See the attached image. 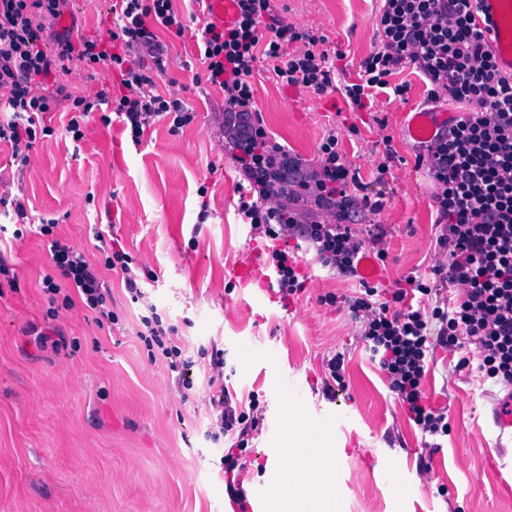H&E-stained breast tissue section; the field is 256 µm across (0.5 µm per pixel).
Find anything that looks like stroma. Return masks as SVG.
Here are the masks:
<instances>
[{
	"mask_svg": "<svg viewBox=\"0 0 512 512\" xmlns=\"http://www.w3.org/2000/svg\"><path fill=\"white\" fill-rule=\"evenodd\" d=\"M112 0H68L65 11L83 34L106 35ZM277 13L339 54L337 82L358 79L376 43L378 0H274ZM168 72L161 91L180 97L197 117L171 131L156 125L132 145L121 122H90L81 143L60 133L37 139L28 164L0 145V186L28 202V220L54 219L61 241L98 258L95 233L110 231L155 277L132 302L119 273L105 279L119 322L98 327L82 308L48 320L43 278L50 254L34 233L14 238L13 214L0 210V252L13 282L0 279V512H239L224 485V443L210 432L216 415L205 380L212 348L224 351L223 382L258 395L262 421L241 457L248 500L268 480L269 448H305V463L323 451L340 454L338 512H512V437L499 435L491 411L505 394L480 372L478 353L457 358L436 350L424 381L428 403L448 415V433L424 435L388 387L359 339L360 323L343 299L356 278L325 268L301 252L306 289L258 307L228 277L258 240L237 211L239 169L224 151L216 116L221 92L201 82L199 66L183 67L190 34L162 33ZM259 117L277 142L316 163L322 139L335 133L352 171L384 195L380 214L356 224L365 244L387 253L391 280L427 272L435 261L432 183L418 168L414 142L404 140L408 113L426 108L427 87L413 69L372 89L355 111L340 91L317 94L282 85L266 63L251 78ZM406 85L398 96L395 85ZM387 173L378 174L381 162ZM212 212L199 223L201 203ZM335 293L336 305L320 297ZM155 305L194 363V385L179 387L164 360H150L137 336L141 315ZM61 333L62 345L40 334ZM344 357L343 387L325 394L326 363ZM298 410L288 418L287 397ZM340 426L312 427L315 410ZM412 486L399 506L394 481Z\"/></svg>",
	"mask_w": 512,
	"mask_h": 512,
	"instance_id": "stroma-1",
	"label": "stroma"
}]
</instances>
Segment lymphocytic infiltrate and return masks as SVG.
<instances>
[{
  "mask_svg": "<svg viewBox=\"0 0 512 512\" xmlns=\"http://www.w3.org/2000/svg\"><path fill=\"white\" fill-rule=\"evenodd\" d=\"M65 0H0V105L10 117L0 121V144H9L20 163H28L37 137L53 136L44 116L57 99L67 102L66 136L84 139L91 115L103 125L120 118L133 144H140L156 124L171 130L190 125L195 114L173 94L159 91L166 75L160 32L183 35V16L173 0H112L113 31L88 37L64 25ZM234 25L205 22L195 30V57L205 82L224 95L220 121L224 148L236 161L242 179L238 211L270 244L268 263L282 296L303 290L295 243L312 248L317 260L340 274L353 275L363 247L354 224L380 213L383 199H372L351 171L335 134L320 145L318 160L305 168L287 146L273 140L256 118L249 81L260 60H267L284 85L321 94L335 88L336 66L319 37L298 30L275 11L273 0H238ZM477 0H382L376 16V43L361 65L358 81L342 86L353 109L365 108L369 91L388 86L389 76L410 68L426 80L427 99L460 105L433 140L416 156L434 192L438 260L431 272L453 287L452 307L425 306L430 283L407 277L406 287L363 285L348 298L354 317L362 319V340L378 358L390 391L423 433L444 436L448 419L428 407L422 383L436 349L459 353L466 367L467 346L481 353L479 369L487 378L512 388V77L499 74L475 22ZM52 37L53 50L42 40ZM84 71L89 88L70 92L63 83L72 68ZM111 72L96 83L99 68ZM55 220L35 227L51 254L54 274L45 276L42 292L47 314L81 305L97 324L115 325L119 316L104 286L103 271H120L132 301L143 298V283L132 257L118 242L102 243L101 264H92L82 247L56 237ZM440 325L430 336V322ZM149 358H163L192 388L191 361L164 327L158 314L142 317ZM216 387L210 398L227 449L224 484L229 499L245 512L247 496L238 477L240 456L250 433L259 426L255 394L238 396L214 377L224 367V353L211 354Z\"/></svg>",
  "mask_w": 512,
  "mask_h": 512,
  "instance_id": "lymphocytic-infiltrate-1",
  "label": "lymphocytic infiltrate"
}]
</instances>
